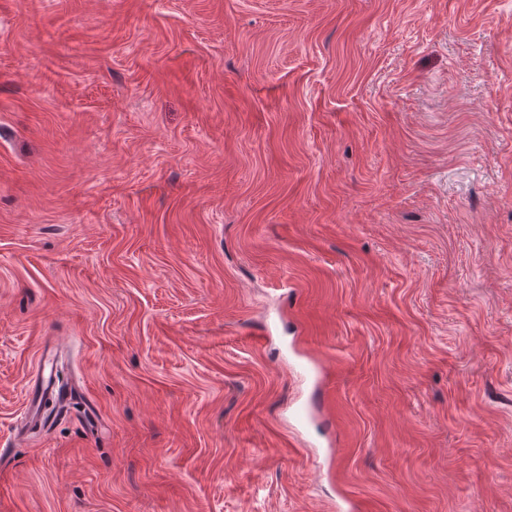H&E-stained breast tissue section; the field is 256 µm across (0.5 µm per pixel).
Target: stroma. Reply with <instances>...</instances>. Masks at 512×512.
<instances>
[{"label":"stroma","mask_w":512,"mask_h":512,"mask_svg":"<svg viewBox=\"0 0 512 512\" xmlns=\"http://www.w3.org/2000/svg\"><path fill=\"white\" fill-rule=\"evenodd\" d=\"M342 496L512 512V0H0V512Z\"/></svg>","instance_id":"35a3bbf8"}]
</instances>
